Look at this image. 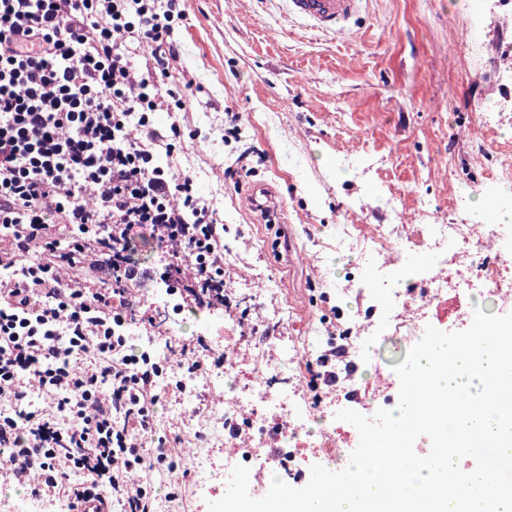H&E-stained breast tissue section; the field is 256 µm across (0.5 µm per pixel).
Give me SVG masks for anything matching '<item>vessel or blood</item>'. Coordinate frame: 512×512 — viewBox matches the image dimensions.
<instances>
[{"mask_svg": "<svg viewBox=\"0 0 512 512\" xmlns=\"http://www.w3.org/2000/svg\"><path fill=\"white\" fill-rule=\"evenodd\" d=\"M289 18L310 31L341 38L349 34L360 16L365 0H276Z\"/></svg>", "mask_w": 512, "mask_h": 512, "instance_id": "vessel-or-blood-1", "label": "vessel or blood"}]
</instances>
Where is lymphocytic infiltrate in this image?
I'll return each instance as SVG.
<instances>
[{
	"label": "lymphocytic infiltrate",
	"instance_id": "1",
	"mask_svg": "<svg viewBox=\"0 0 512 512\" xmlns=\"http://www.w3.org/2000/svg\"><path fill=\"white\" fill-rule=\"evenodd\" d=\"M182 2L0 0V483L67 512L92 495L155 512L137 474L170 453L144 447L163 367L120 333L155 326L135 287L224 307V226L161 160L179 121H153L184 106L164 86ZM143 238L161 264L133 258ZM35 391L46 405L26 410Z\"/></svg>",
	"mask_w": 512,
	"mask_h": 512
}]
</instances>
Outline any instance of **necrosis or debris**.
Returning <instances> with one entry per match:
<instances>
[{
    "mask_svg": "<svg viewBox=\"0 0 512 512\" xmlns=\"http://www.w3.org/2000/svg\"><path fill=\"white\" fill-rule=\"evenodd\" d=\"M507 208L512 209V196L490 195L485 213L474 214L466 224H449L438 211L424 210L425 222L417 226L413 240L431 258L426 272L399 248L397 229L364 225L362 206H348L342 214L344 233L368 243L373 258L372 267L353 278L364 307L350 316L338 314L335 322L310 326L303 336L283 333L286 313L266 304L268 277L252 269L229 295L249 296L262 324L275 333L257 344L252 322L233 313L241 333L231 339L223 371L207 374L217 395L208 416L223 422L224 429L199 439L198 448L223 449L226 466L248 467L254 497L268 492L273 475L291 486L305 483L301 457L342 462L351 437L335 427L330 409L349 396L365 410H393L399 403L392 369L369 357V350L395 337L408 349L417 344L428 312L446 304L451 284H481L458 304L456 313L463 320H470L478 306L498 312L512 308V226L495 221L496 213ZM355 363L372 370L371 381L353 378L343 389L321 386L313 378L318 367L332 364L341 374ZM233 372L246 374L245 385L226 384V375Z\"/></svg>",
    "mask_w": 512,
    "mask_h": 512,
    "instance_id": "obj_1",
    "label": "necrosis or debris"
}]
</instances>
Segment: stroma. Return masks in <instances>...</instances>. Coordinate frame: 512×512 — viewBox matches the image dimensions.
<instances>
[{
	"instance_id": "35a3bbf8",
	"label": "stroma",
	"mask_w": 512,
	"mask_h": 512,
	"mask_svg": "<svg viewBox=\"0 0 512 512\" xmlns=\"http://www.w3.org/2000/svg\"><path fill=\"white\" fill-rule=\"evenodd\" d=\"M459 3L368 0L353 30L330 40L284 26L263 0H185L187 18L175 29L180 57L166 85L193 86L180 115L182 146L166 162L195 176L224 223L280 238L267 251L226 254L224 268L235 284L248 268L264 271L270 299L290 311L294 331L328 316L318 289L342 287L367 263L342 232V208L360 202L366 223L391 224L395 211L417 216L430 205L449 223H468L453 201L461 191L481 198L488 179L472 165L466 130L483 122L488 152L512 150V83L502 80L512 38L491 26L477 32L481 54L451 52L475 24ZM231 112L233 135L225 131ZM355 150L371 163L367 175L348 164ZM448 163L452 176L437 179ZM137 293L162 335L178 344L196 337L198 315L171 318L149 283ZM161 396L153 435L173 440L174 453L141 478L158 512H192L208 464L190 449L211 392L201 383ZM184 470L191 479L181 484Z\"/></svg>"
}]
</instances>
